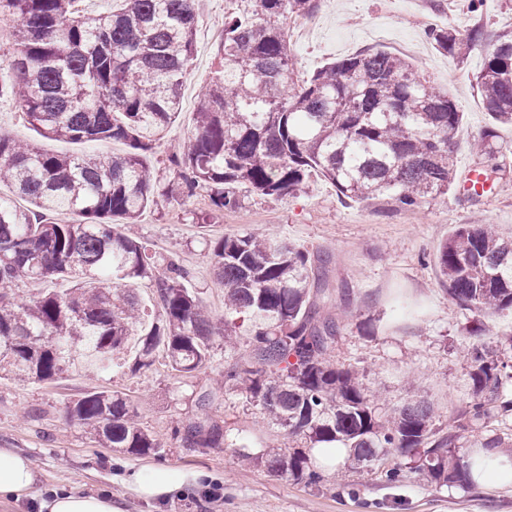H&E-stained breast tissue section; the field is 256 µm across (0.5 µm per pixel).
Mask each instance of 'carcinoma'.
<instances>
[{
    "mask_svg": "<svg viewBox=\"0 0 512 512\" xmlns=\"http://www.w3.org/2000/svg\"><path fill=\"white\" fill-rule=\"evenodd\" d=\"M196 0H118L94 17L79 0H0L15 29V48L0 77V96L18 101L40 136L123 141L119 155L49 153L0 134V371L51 382L80 360L107 371L137 337L133 368L158 356L182 376L212 360L215 316L186 288L177 261L157 271L148 246L122 233L160 201L209 193L216 212L241 207L238 188L265 197L306 192L318 174L344 202L378 200L414 209L455 182L453 136L464 112L404 58L366 48L336 59L302 83L288 50L290 21L314 14L319 0H224L218 63L199 95L193 129L167 156L169 179L157 184L145 161L179 117V91L195 52ZM435 48L459 60L480 48L476 76L494 122L512 124V29L486 41L479 28L459 36L428 29ZM476 150L498 170L500 148L488 127ZM68 214L59 223L55 216ZM213 280L224 288V314L248 323L246 356L224 358L217 386L200 389L203 418L172 427L180 448H224V426L209 418L219 390L260 408L302 448L239 456L274 477L316 484L345 455L381 466L391 450L417 459L427 482L468 487L460 431L483 424L507 398L512 360L481 344L466 348L472 401L448 430L432 424L433 405L409 400L386 411L333 351L341 323L323 313L332 255L271 236L226 235L209 244ZM448 297L475 327L512 351V332L484 325L490 311L512 310V233L458 224L438 247ZM71 282L16 303L13 286ZM70 418L107 448L160 455L164 446L140 427L121 391H87Z\"/></svg>",
    "mask_w": 512,
    "mask_h": 512,
    "instance_id": "carcinoma-1",
    "label": "carcinoma"
}]
</instances>
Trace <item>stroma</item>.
Listing matches in <instances>:
<instances>
[{
  "mask_svg": "<svg viewBox=\"0 0 512 512\" xmlns=\"http://www.w3.org/2000/svg\"><path fill=\"white\" fill-rule=\"evenodd\" d=\"M224 0H198L197 53L182 87V111L163 143L147 162L165 172L170 149L191 128L200 86L215 66L222 35ZM308 31L289 47L300 77H308L327 61L376 47L412 62L464 112L455 133L456 171L483 167L471 152V140L494 127L502 153L493 190L468 195L451 189L419 208L397 210L373 201L344 202L329 183L313 180L308 193L281 198L244 194L235 213L210 211L204 194L180 204H159L146 211L125 233L176 259L191 272L190 287L216 315L224 313V291L211 278L208 239L224 234L263 233L309 251L331 254L327 273L332 288H351L350 302L332 300L328 312L342 333L336 361L362 373L363 382L384 407L401 404L414 393L432 402L435 424L448 423L471 400L464 332L469 314L452 302L436 265L439 244L459 224H496L512 230V126L493 125L482 106L475 75L483 66L481 51L459 62L439 53L426 36L437 23L467 33L481 28L494 39L512 25V0H320L307 17ZM0 133L33 142L50 152L91 154L120 152L112 142L71 144L48 140L30 128L14 99H0ZM214 361L194 376L183 377L156 362L147 372L119 363L100 373L76 368L53 382L0 379V448L17 449L37 473L33 496L51 491L111 493L124 512H155L130 488L133 472L157 465L190 469L219 482V495L206 484L172 495L162 512H512V482L436 486L408 471V457L393 453L386 467L405 470V478L389 484L372 466L341 460L320 483L305 485L274 477L265 468L242 464L233 450L239 439L257 450L287 448L284 431L268 423L260 410L235 397L216 396L210 415L223 421L230 445L225 449L186 450L171 437L175 420L196 416L194 396L224 366V339H214ZM108 387L129 394L142 427L165 445L160 456L140 457L103 447L70 420L69 403L83 392Z\"/></svg>",
  "mask_w": 512,
  "mask_h": 512,
  "instance_id": "1",
  "label": "stroma"
}]
</instances>
